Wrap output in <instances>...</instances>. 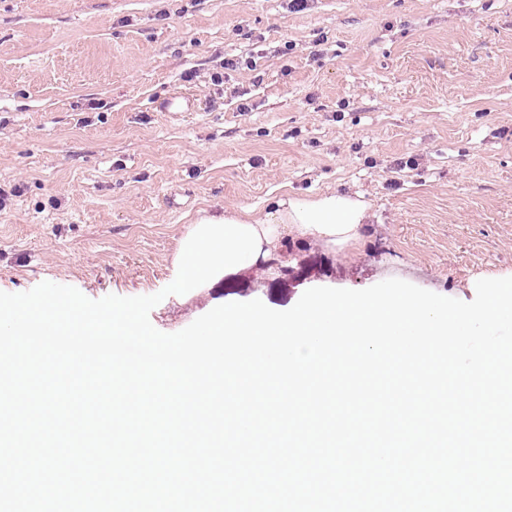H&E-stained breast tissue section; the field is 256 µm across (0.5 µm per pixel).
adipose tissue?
<instances>
[{"label":"adipose tissue","mask_w":512,"mask_h":512,"mask_svg":"<svg viewBox=\"0 0 512 512\" xmlns=\"http://www.w3.org/2000/svg\"><path fill=\"white\" fill-rule=\"evenodd\" d=\"M368 219V203L340 191L280 196L259 214L242 208L201 217L179 242L171 285L188 294L256 266L277 268L289 237L335 249L357 246Z\"/></svg>","instance_id":"ef3b65f1"}]
</instances>
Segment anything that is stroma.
Returning <instances> with one entry per match:
<instances>
[{
	"mask_svg": "<svg viewBox=\"0 0 512 512\" xmlns=\"http://www.w3.org/2000/svg\"><path fill=\"white\" fill-rule=\"evenodd\" d=\"M178 89L193 111H163ZM336 190L370 205L359 246L285 240L304 276L244 271L152 325L512 276V0H0L1 292L150 295L197 217Z\"/></svg>",
	"mask_w": 512,
	"mask_h": 512,
	"instance_id": "obj_1",
	"label": "stroma"
}]
</instances>
